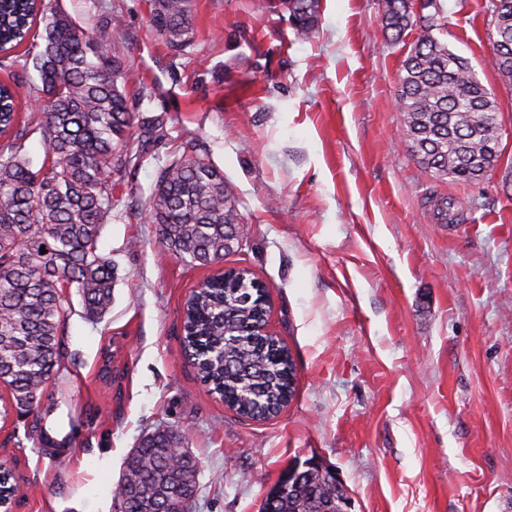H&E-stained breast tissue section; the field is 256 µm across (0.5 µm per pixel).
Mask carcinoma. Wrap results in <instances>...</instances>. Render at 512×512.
Wrapping results in <instances>:
<instances>
[{
    "instance_id": "1",
    "label": "carcinoma",
    "mask_w": 512,
    "mask_h": 512,
    "mask_svg": "<svg viewBox=\"0 0 512 512\" xmlns=\"http://www.w3.org/2000/svg\"><path fill=\"white\" fill-rule=\"evenodd\" d=\"M281 4L295 36L310 39L320 0ZM379 6L390 41L421 29L402 61L397 93L412 155L436 178L475 182L492 174L501 156L498 108L468 59L433 35L442 29L437 0H380ZM487 11L493 65L511 84L512 0H489ZM37 20L43 23L40 41L28 48L37 78L0 83V387L10 394L3 420L11 409L19 418L33 413L62 367L71 289L89 320L112 306L115 277L99 239L120 202L115 177L140 167L165 137L158 122L130 137L140 115L126 91L127 65L112 53L124 39L120 15L90 38L45 0H0V53L29 40ZM150 25L168 48L184 51L194 35L190 0H153ZM21 89L45 101L24 120L16 111ZM34 133L45 145L38 167L26 150ZM239 205L207 150L190 139L159 167L149 215L176 258L206 265L239 244ZM267 304L266 291L238 269L209 279L184 309V351L201 380L252 419L276 414L294 393L290 352L260 331ZM181 440L168 426L139 442L126 457L114 512H187L200 470L195 457L175 453ZM346 498L344 487L315 474L264 500L262 512H336Z\"/></svg>"
}]
</instances>
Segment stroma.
<instances>
[{"mask_svg":"<svg viewBox=\"0 0 512 512\" xmlns=\"http://www.w3.org/2000/svg\"><path fill=\"white\" fill-rule=\"evenodd\" d=\"M439 2V38L499 107L501 161L476 184L411 155L395 97L419 32L387 43L377 0H322L307 42L279 0H193L180 54L150 0H53L90 36L121 15L126 90L167 136L101 233L111 308L91 322L74 304L39 422L0 423L14 512H112L127 455L170 425L201 466L191 512H259L311 457L339 472L351 512H512V85L492 65L488 0ZM190 137L244 216L238 248L205 266L172 255L148 217L159 167ZM436 198L458 201L455 222ZM233 267L268 286L269 329L297 370L263 421L224 405L182 351L185 299Z\"/></svg>","mask_w":512,"mask_h":512,"instance_id":"35a3bbf8","label":"stroma"}]
</instances>
